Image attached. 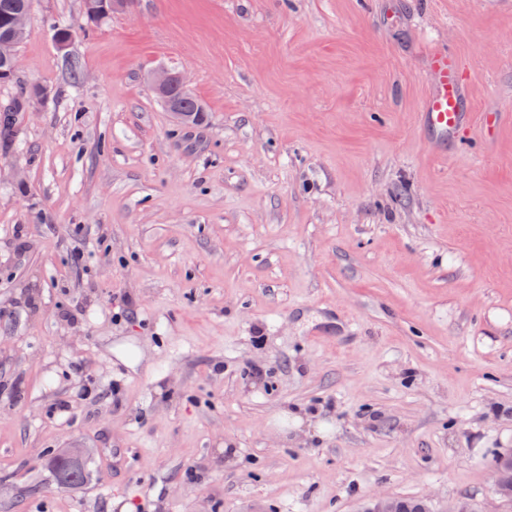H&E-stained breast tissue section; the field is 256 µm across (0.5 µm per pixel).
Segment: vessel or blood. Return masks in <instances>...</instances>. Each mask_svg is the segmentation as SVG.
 I'll return each instance as SVG.
<instances>
[{
	"instance_id": "b4317fda",
	"label": "vessel or blood",
	"mask_w": 512,
	"mask_h": 512,
	"mask_svg": "<svg viewBox=\"0 0 512 512\" xmlns=\"http://www.w3.org/2000/svg\"><path fill=\"white\" fill-rule=\"evenodd\" d=\"M428 94L420 123L432 142L456 138L468 123L464 103L469 80L458 57L452 52L433 53L428 60Z\"/></svg>"
}]
</instances>
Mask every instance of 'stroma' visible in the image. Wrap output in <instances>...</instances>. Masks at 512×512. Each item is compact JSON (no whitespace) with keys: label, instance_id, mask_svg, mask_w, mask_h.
Masks as SVG:
<instances>
[{"label":"stroma","instance_id":"stroma-1","mask_svg":"<svg viewBox=\"0 0 512 512\" xmlns=\"http://www.w3.org/2000/svg\"><path fill=\"white\" fill-rule=\"evenodd\" d=\"M435 49L493 132L424 139ZM18 58L0 512H512V0H31ZM151 84L154 91L164 99L171 114L177 120L181 122L187 121V116L191 114L188 112H195L194 116L188 123L198 122L193 121L195 115H197L195 119L199 116L201 119L202 112H205V109L202 104L192 95L191 97L183 99V107L187 112H185L180 107L178 102L171 97L175 92H177L180 96L190 92L187 87L185 78L181 72L160 70L152 75ZM70 458H77L80 461L81 472L76 477L67 478V477H65V474H64V464H65V461ZM52 467H53V471H54V478H55L56 484L64 483L65 485L73 486V485L83 482L89 475V470L87 468L86 460L84 458H82V456H80L76 452L63 453V454L56 455L52 459ZM75 479H77L76 482L74 481ZM495 465L500 470L493 468V492L501 501L512 503V486L505 484L506 482L512 485V455L498 457L495 461ZM401 511L398 508V501L394 498L374 499L365 512H427L426 505L419 500L411 498L401 499Z\"/></svg>","mask_w":512,"mask_h":512}]
</instances>
